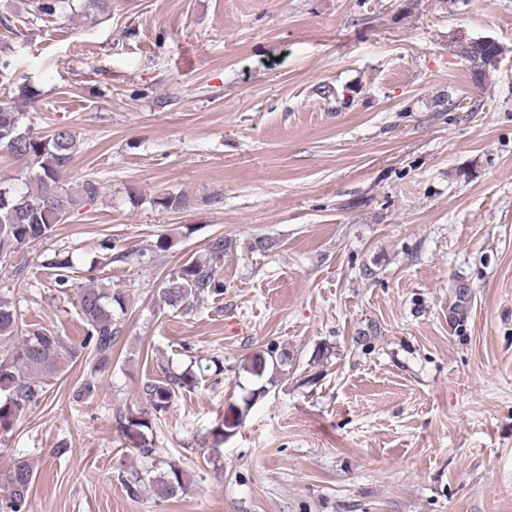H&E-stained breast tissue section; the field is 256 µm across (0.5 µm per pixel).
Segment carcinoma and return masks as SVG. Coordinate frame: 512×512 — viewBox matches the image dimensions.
I'll return each instance as SVG.
<instances>
[{"label": "carcinoma", "instance_id": "obj_1", "mask_svg": "<svg viewBox=\"0 0 512 512\" xmlns=\"http://www.w3.org/2000/svg\"><path fill=\"white\" fill-rule=\"evenodd\" d=\"M64 0H35V11L45 17L57 15ZM459 55L470 65L474 79L482 84L497 69L488 50L474 41L462 42ZM18 99L32 106L41 101V91L31 83L18 86ZM25 113L20 106L0 101V154H8L22 162L23 167L13 180L0 181V261L20 249L52 238L55 227L82 200L92 201L100 193L99 181L85 180L70 187L64 181L78 149L74 132L56 127L44 135H36L24 125ZM150 204L169 212L191 207L192 200L181 192H166L150 199ZM98 246L103 252L115 253L114 260H139L142 250L117 249V240L104 237ZM233 243L224 236L207 241L204 252L185 260L158 289V306L181 308L201 297L224 293L220 269L224 254ZM55 272L54 288L65 294L73 286L74 264L68 252L58 251L43 263ZM81 319L86 336L78 345L46 329H27L19 334L18 313L14 302L0 294V439L17 421L40 406L46 398L48 379L61 374L66 364L85 356L90 372L81 380L76 397L92 398L99 389L98 374L112 364V351L124 333L129 299L127 294L91 284L78 289ZM468 296H456L449 307L450 322L462 326L467 320ZM294 368L293 353L286 347L270 344L251 355L242 371L254 384L240 404L231 405L217 425L215 435L222 443L236 434L254 405L277 382ZM224 366L219 357L196 359L182 372L167 370L161 377L146 378L140 388L145 408L123 416L121 432L137 441L135 450L144 459L155 454L153 426L167 414L185 391L207 382L214 390L222 383ZM37 477L34 463L21 459L3 472L0 470V512H30V493ZM164 497H173L184 490L182 469L168 464V469L147 481ZM139 472H130L123 479L126 492L135 497L147 483Z\"/></svg>", "mask_w": 512, "mask_h": 512}]
</instances>
